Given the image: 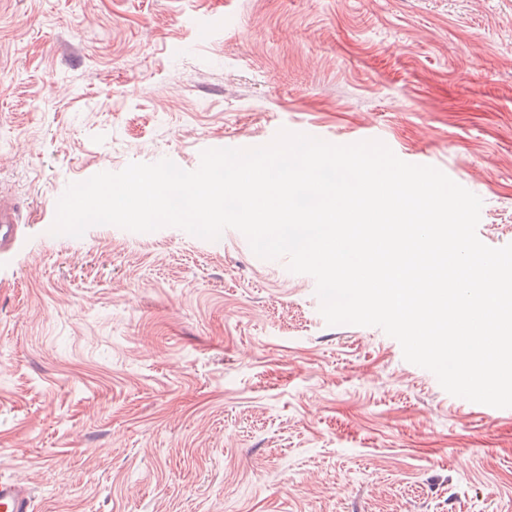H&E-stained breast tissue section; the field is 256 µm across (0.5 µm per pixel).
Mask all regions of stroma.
<instances>
[{
	"label": "stroma",
	"instance_id": "35a3bbf8",
	"mask_svg": "<svg viewBox=\"0 0 512 512\" xmlns=\"http://www.w3.org/2000/svg\"><path fill=\"white\" fill-rule=\"evenodd\" d=\"M377 139L512 243V0H0V479L34 512H512V413L226 229L54 236L67 186ZM23 204L0 193V261L12 254L21 242Z\"/></svg>",
	"mask_w": 512,
	"mask_h": 512
}]
</instances>
